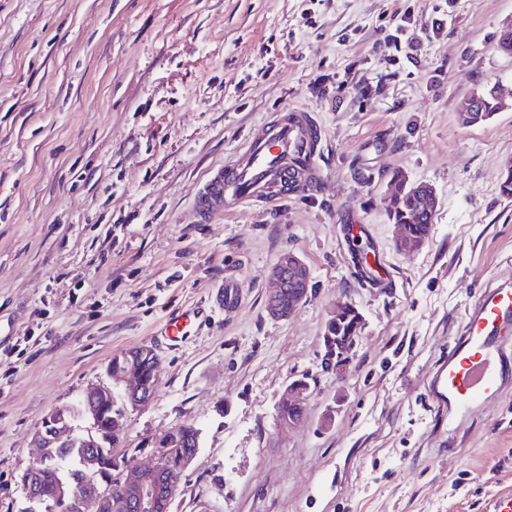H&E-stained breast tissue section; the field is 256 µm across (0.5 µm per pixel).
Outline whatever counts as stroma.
<instances>
[{
    "mask_svg": "<svg viewBox=\"0 0 512 512\" xmlns=\"http://www.w3.org/2000/svg\"><path fill=\"white\" fill-rule=\"evenodd\" d=\"M510 27L512 0H0V512L26 506L48 414L144 345L159 384L122 447L146 465L147 443L201 430L170 512H492L512 487V388L443 446L427 386L479 291L512 283V109L458 119L482 88L512 99ZM289 107L321 130L318 191L198 223L210 170ZM396 172L439 198L415 252L387 215ZM286 252L310 290L275 320ZM340 301L365 325L335 372L321 336ZM182 309L188 335L159 342ZM302 377L305 414L282 424Z\"/></svg>",
    "mask_w": 512,
    "mask_h": 512,
    "instance_id": "stroma-1",
    "label": "stroma"
}]
</instances>
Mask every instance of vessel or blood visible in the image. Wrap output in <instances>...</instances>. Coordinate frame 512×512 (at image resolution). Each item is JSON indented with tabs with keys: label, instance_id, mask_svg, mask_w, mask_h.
<instances>
[{
	"label": "vessel or blood",
	"instance_id": "1",
	"mask_svg": "<svg viewBox=\"0 0 512 512\" xmlns=\"http://www.w3.org/2000/svg\"><path fill=\"white\" fill-rule=\"evenodd\" d=\"M320 132L308 111L286 109L252 132L242 151L210 172L195 197L199 223L245 204L270 202L316 190L323 175L315 162ZM183 311L162 321L155 334L176 342L192 320ZM512 284L494 283L469 305L465 324L428 385L431 407L449 424H461L476 406L512 385Z\"/></svg>",
	"mask_w": 512,
	"mask_h": 512
}]
</instances>
